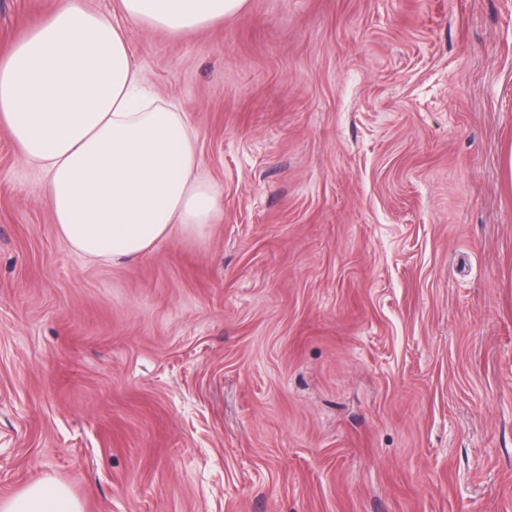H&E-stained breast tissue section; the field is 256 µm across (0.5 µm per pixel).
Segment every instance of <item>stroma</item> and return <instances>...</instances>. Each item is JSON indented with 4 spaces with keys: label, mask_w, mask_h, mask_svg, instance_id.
<instances>
[{
    "label": "stroma",
    "mask_w": 512,
    "mask_h": 512,
    "mask_svg": "<svg viewBox=\"0 0 512 512\" xmlns=\"http://www.w3.org/2000/svg\"><path fill=\"white\" fill-rule=\"evenodd\" d=\"M59 0H0V54ZM223 223L122 264L0 129V503L512 512V0L128 26ZM2 512H82L80 502L63 485L36 483L1 504Z\"/></svg>",
    "instance_id": "1"
}]
</instances>
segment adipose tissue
Here are the masks:
<instances>
[{"label":"adipose tissue","instance_id":"ef3b65f1","mask_svg":"<svg viewBox=\"0 0 512 512\" xmlns=\"http://www.w3.org/2000/svg\"><path fill=\"white\" fill-rule=\"evenodd\" d=\"M246 0H120L123 23L61 0L0 58V128L46 174L57 231L79 254L115 263L173 236L204 242L224 210L199 173L197 137L176 104L150 92L124 23L190 36ZM0 512H82L63 485L36 483Z\"/></svg>","mask_w":512,"mask_h":512}]
</instances>
